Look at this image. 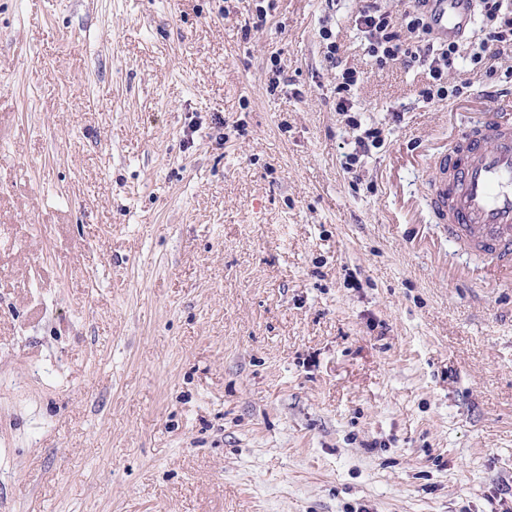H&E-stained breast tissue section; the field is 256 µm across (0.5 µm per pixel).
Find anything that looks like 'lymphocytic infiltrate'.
I'll return each mask as SVG.
<instances>
[{"instance_id": "f902f5d3", "label": "lymphocytic infiltrate", "mask_w": 512, "mask_h": 512, "mask_svg": "<svg viewBox=\"0 0 512 512\" xmlns=\"http://www.w3.org/2000/svg\"><path fill=\"white\" fill-rule=\"evenodd\" d=\"M414 2L413 9L400 19L383 10L378 0H365L364 6L354 17V23L367 39V54L373 65L380 69L391 65L407 70L424 68L428 82L420 95L425 101L459 98L463 89L449 85V70L464 57H471L478 64L484 56L478 52L468 53L463 37L443 39L436 36L429 22V0ZM319 36L324 59L336 73V109L350 112L353 109L351 93L362 83L363 74L344 63L331 26L321 25Z\"/></svg>"}]
</instances>
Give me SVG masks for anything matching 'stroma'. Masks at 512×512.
I'll return each instance as SVG.
<instances>
[{"label":"stroma","instance_id":"35a3bbf8","mask_svg":"<svg viewBox=\"0 0 512 512\" xmlns=\"http://www.w3.org/2000/svg\"><path fill=\"white\" fill-rule=\"evenodd\" d=\"M256 6L0 0V512H512V284L430 206L512 45L427 103ZM319 37L322 42L324 59L330 69L336 73V109L340 112H352L354 105L351 93L362 83L363 72L343 63L336 33L333 32L331 26H328L327 22L319 28ZM379 141L380 131L373 127L366 128L363 131V136H359V139L356 141L357 147L354 151L344 156L345 161L342 164L344 170L356 177V175H358L356 173L361 157L365 156L370 151L371 147H376Z\"/></svg>","mask_w":512,"mask_h":512}]
</instances>
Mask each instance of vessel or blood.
I'll list each match as a JSON object with an SVG mask.
<instances>
[{"label":"vessel or blood","mask_w":512,"mask_h":512,"mask_svg":"<svg viewBox=\"0 0 512 512\" xmlns=\"http://www.w3.org/2000/svg\"><path fill=\"white\" fill-rule=\"evenodd\" d=\"M430 25L448 38L468 23L467 0H430ZM433 165L431 207L449 236L484 244L496 281L512 282V124L483 114Z\"/></svg>","instance_id":"1"}]
</instances>
